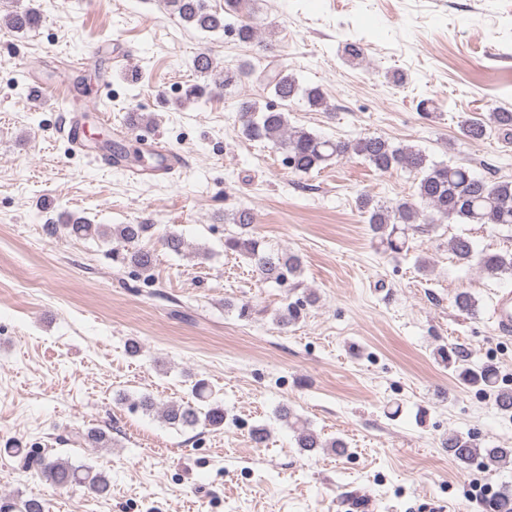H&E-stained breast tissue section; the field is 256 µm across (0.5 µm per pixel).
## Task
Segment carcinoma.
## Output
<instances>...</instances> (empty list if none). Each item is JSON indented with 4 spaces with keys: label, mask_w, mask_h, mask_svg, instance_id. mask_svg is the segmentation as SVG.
Returning <instances> with one entry per match:
<instances>
[{
    "label": "carcinoma",
    "mask_w": 512,
    "mask_h": 512,
    "mask_svg": "<svg viewBox=\"0 0 512 512\" xmlns=\"http://www.w3.org/2000/svg\"><path fill=\"white\" fill-rule=\"evenodd\" d=\"M172 11L182 21L203 31L234 32L238 40L253 43L259 38V28L255 25H234L228 17L235 14L239 0H224V12L209 9L205 0H168ZM10 26L23 31L36 27L41 21L38 11L26 8L11 14ZM196 72L209 78L218 87L228 88L241 78L251 75L255 68L243 63L234 69H217L213 59L206 53L194 59ZM266 86L274 96L288 102L301 99L309 106L320 109L326 101L317 86H302L288 68L277 63L261 72ZM242 132L251 140L269 142L283 154V161L294 173H308L333 158L357 155L364 158L380 172L394 169L407 170L417 176L416 192L411 199H395L389 202H376L368 195L358 198V208L366 219L371 231L379 238L385 250L400 253L408 247L409 233L421 229L423 224H442L446 221L460 224L512 225V181L491 182L477 176L470 169L444 163H435L420 149L394 147L381 137L369 136L354 141H333L304 129L289 127L285 112L270 107L258 106L251 101L240 103ZM497 129L508 136L512 134V112L496 109L486 118L464 121L462 131L471 140H481L488 131ZM253 214L248 210H237L224 214V223L233 224L238 232L224 239V248L246 256L254 271L262 281L284 282L287 276L296 275L302 265L301 257L290 251L267 250L250 233ZM70 233L78 237L94 234L110 237L112 261L133 267L144 279L151 277L155 264V253L140 246V242L151 229L149 224H118L113 228H102L78 217L69 219ZM448 251L462 264H475L491 277L512 278V253H482L474 249L472 241L462 235L448 240ZM315 302L309 294L303 300L287 304L276 314V322L286 328L296 323L306 305ZM438 356L448 367L454 368L458 378L465 384L492 387L497 381V372L491 366L476 372L466 367L463 355L455 348L440 349ZM194 400L171 401L161 409V418L173 426L195 427L197 425L220 427L224 425V407L206 402L208 399L205 382L193 385ZM280 419L288 422L295 434L297 447L312 451L325 446L343 453L344 441L336 439L325 445L307 423L289 409L278 410ZM83 442L93 448H109L112 438L104 431L90 429L78 435ZM448 453L457 461L467 464L478 460L489 470L512 462V448H481L471 438L458 434L448 435L445 443ZM24 464L36 465L47 481L58 487L83 485L88 490L103 494L109 488V480L101 472L88 466H74L64 459L35 461L24 459Z\"/></svg>",
    "instance_id": "carcinoma-1"
}]
</instances>
